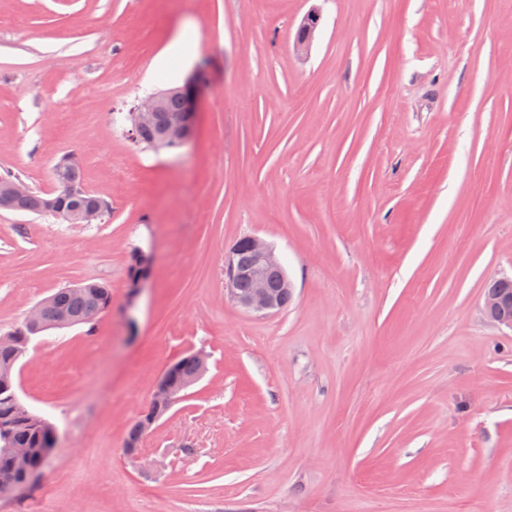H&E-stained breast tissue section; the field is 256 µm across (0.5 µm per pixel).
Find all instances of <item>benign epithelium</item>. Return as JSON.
Listing matches in <instances>:
<instances>
[{
    "mask_svg": "<svg viewBox=\"0 0 512 512\" xmlns=\"http://www.w3.org/2000/svg\"><path fill=\"white\" fill-rule=\"evenodd\" d=\"M319 24L317 14H310L304 20L294 47L298 52L308 50L313 32ZM197 90L198 82H189L181 87L160 91L141 99L131 110L132 138H137L142 126L160 121L159 139L150 142V147L158 152L168 148L181 147L187 144L195 135L197 127ZM172 95L179 97L183 108L179 112L168 111L165 108L168 98ZM29 187L20 180H3L0 182V209H9L13 201L26 193ZM65 220L70 224H95L102 220V213L96 208L76 207L70 209ZM247 249L252 256L248 266L235 263V256L240 249ZM281 269L280 262L274 251L256 236H244L235 241L224 253V287L229 299L247 313L265 317L283 309V304L276 291L269 287L265 273ZM151 270V257L141 253V261L137 265L131 289L128 291L127 307L134 305ZM247 279L251 288L241 292L237 282ZM483 310L485 316L500 328L512 331V290L505 288L497 292L484 293ZM174 371L173 365H168L155 382L151 400L146 409L140 413V425L143 431H149L154 423L165 414L183 395L176 393L170 386Z\"/></svg>",
    "mask_w": 512,
    "mask_h": 512,
    "instance_id": "7a95c632",
    "label": "benign epithelium"
}]
</instances>
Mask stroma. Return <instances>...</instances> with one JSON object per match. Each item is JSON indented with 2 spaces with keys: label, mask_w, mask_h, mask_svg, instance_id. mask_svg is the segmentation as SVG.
Instances as JSON below:
<instances>
[{
  "label": "stroma",
  "mask_w": 512,
  "mask_h": 512,
  "mask_svg": "<svg viewBox=\"0 0 512 512\" xmlns=\"http://www.w3.org/2000/svg\"><path fill=\"white\" fill-rule=\"evenodd\" d=\"M195 76L193 140L139 148L127 113ZM66 154L109 211L0 210V333L80 282L112 307L18 363L57 441L0 512H512V331L483 312L512 278V0H0V175L51 192ZM245 235L294 283L277 314L224 292ZM141 254V261L139 265H137L135 272H134V266L131 263L128 272L129 276L132 278L131 286L128 288V296H127V307L128 309L131 308L134 305L135 299L140 294L144 283L147 281L150 270H151V257L149 254L144 253L143 251L140 252ZM207 358L208 356L203 351H194L191 353L190 357H188L187 353L176 360V368L172 363L165 368V370L155 382L154 390L149 404L147 405L146 409L139 415L140 422L139 419H137L129 428L126 441H133L139 444L145 435L142 430L144 432H148L154 423L163 414H165L176 402L185 396V394L182 393L178 395L175 389L170 386V379L174 369L175 373L173 382L177 386L179 380H182L183 377L190 376L195 373L197 369L195 363L197 364L198 374L191 378L182 380V385H184L185 389H188L190 386L196 383V381H198V379L206 371ZM192 359L195 361V363Z\"/></svg>",
  "instance_id": "35a3bbf8"
}]
</instances>
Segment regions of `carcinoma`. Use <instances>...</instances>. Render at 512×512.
I'll return each instance as SVG.
<instances>
[{
  "mask_svg": "<svg viewBox=\"0 0 512 512\" xmlns=\"http://www.w3.org/2000/svg\"><path fill=\"white\" fill-rule=\"evenodd\" d=\"M56 168L60 176L55 178L56 189L50 193L31 191L14 201L13 210L38 215H54L50 204L68 210L73 206H96L102 213L108 212V204L100 196L85 190L79 164L73 157L62 158ZM75 190V195L62 194L63 183ZM112 306L109 286L100 282H84L60 288L51 294V302L43 310V318L50 324L57 313L67 314L74 320L92 323ZM24 324L0 336V442L8 441L14 448L29 449L24 460H18L0 450V476L8 475L17 484L24 483L28 472L42 470L48 463L51 447L52 424L44 417L20 410L14 370L31 339ZM174 383L195 373L194 361L183 355L175 362Z\"/></svg>",
  "mask_w": 512,
  "mask_h": 512,
  "instance_id": "carcinoma-1",
  "label": "carcinoma"
}]
</instances>
